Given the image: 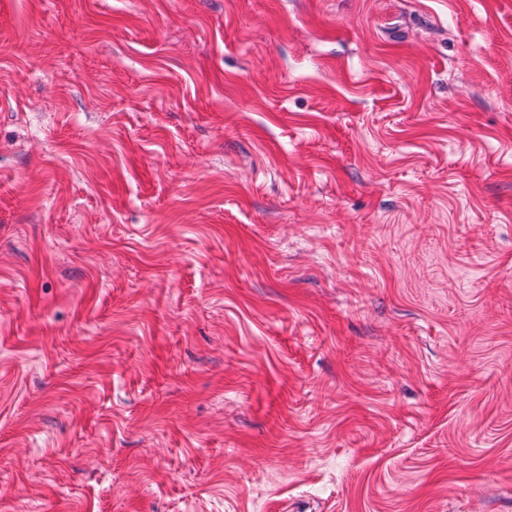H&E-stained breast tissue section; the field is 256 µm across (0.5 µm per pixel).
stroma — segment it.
Instances as JSON below:
<instances>
[{"label": "stroma", "mask_w": 512, "mask_h": 512, "mask_svg": "<svg viewBox=\"0 0 512 512\" xmlns=\"http://www.w3.org/2000/svg\"><path fill=\"white\" fill-rule=\"evenodd\" d=\"M0 512H512V0H0Z\"/></svg>", "instance_id": "stroma-1"}]
</instances>
